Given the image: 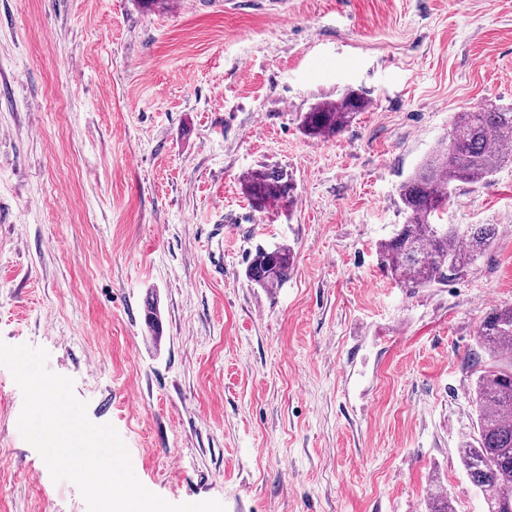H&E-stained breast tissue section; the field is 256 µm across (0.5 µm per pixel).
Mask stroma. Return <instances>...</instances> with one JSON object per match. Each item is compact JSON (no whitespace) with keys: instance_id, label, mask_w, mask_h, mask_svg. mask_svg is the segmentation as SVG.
<instances>
[{"instance_id":"obj_1","label":"stroma","mask_w":512,"mask_h":512,"mask_svg":"<svg viewBox=\"0 0 512 512\" xmlns=\"http://www.w3.org/2000/svg\"><path fill=\"white\" fill-rule=\"evenodd\" d=\"M350 89L368 109L306 135ZM487 104L512 106V0H0V341L46 349L169 502L487 512L459 448L477 327L512 305V165L439 216L497 227L458 277L403 288L377 252L402 182ZM263 167L292 203L251 208ZM278 244L287 283L248 282ZM22 406L0 366V512H87ZM367 101L349 91L335 101L318 103L303 115L301 127L312 137L330 138L339 134L359 112L367 108ZM242 186L255 210L266 209L271 204H289L293 201L294 183L283 170H252L245 175Z\"/></svg>"}]
</instances>
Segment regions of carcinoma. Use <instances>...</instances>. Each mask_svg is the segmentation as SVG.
<instances>
[{
	"label": "carcinoma",
	"instance_id": "obj_1",
	"mask_svg": "<svg viewBox=\"0 0 512 512\" xmlns=\"http://www.w3.org/2000/svg\"><path fill=\"white\" fill-rule=\"evenodd\" d=\"M366 108V99L349 91L311 107L301 127L312 137H334ZM505 163L512 164V107L491 104L458 113L448 140L438 144L400 187L405 221L378 244L383 269L406 288L446 283L460 275L489 248L496 225L461 227L437 224L435 219L448 206L456 184L485 181ZM242 186L257 210L293 201L294 183L283 170H252ZM293 260L285 245L260 247L246 276L262 288H278L288 280ZM477 342L491 367L476 379V431L459 449L460 460L487 512H512V306L495 308L484 317Z\"/></svg>",
	"mask_w": 512,
	"mask_h": 512
}]
</instances>
